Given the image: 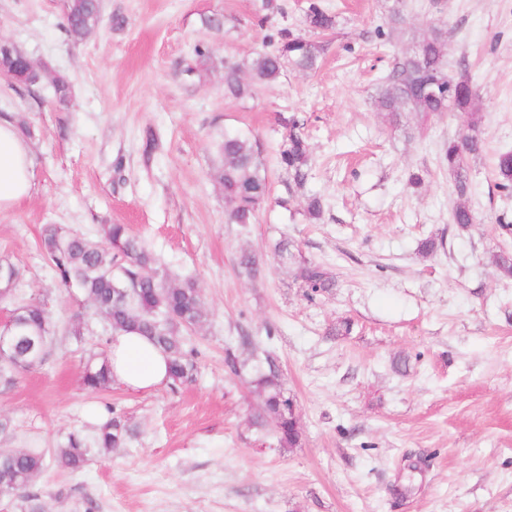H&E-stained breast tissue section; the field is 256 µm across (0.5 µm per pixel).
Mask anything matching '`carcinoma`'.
Here are the masks:
<instances>
[{"instance_id": "carcinoma-1", "label": "carcinoma", "mask_w": 512, "mask_h": 512, "mask_svg": "<svg viewBox=\"0 0 512 512\" xmlns=\"http://www.w3.org/2000/svg\"><path fill=\"white\" fill-rule=\"evenodd\" d=\"M100 4L97 0H67L64 30L73 42L85 40L99 24ZM306 24L320 34L336 26V15L318 3L309 5ZM444 32L434 28L424 35L408 53L395 58L392 67L380 78L375 99L377 110L393 123L403 112H419L429 116L452 110L470 115L458 137L448 140L441 164L454 176V192L458 203L450 212V223L465 227L474 223L473 211L465 204L471 189L467 161L484 151L478 113L474 112L477 91L468 67L452 75L445 60ZM320 47L313 40L280 29L268 36L265 48L256 52L248 64L224 65V95L236 100L253 96L259 86L277 84L290 69L310 71L317 67ZM59 109L67 107L70 97L64 77L53 78ZM286 130L280 150V163L297 187L304 186L310 167L311 152L304 135V122L292 114L280 118ZM218 164L216 181L224 188L225 213L232 224H252L260 208L271 199V186L260 144L250 132L224 130L222 139L213 144ZM497 188L512 190V151L501 152L496 159ZM307 218L317 222L324 214L320 195L305 199ZM42 250L51 263L60 284L77 289L86 306L88 318L101 317L111 333L135 331L148 337L169 358V385L175 387L193 378L196 351L185 336L205 325L210 311L199 289L189 278L178 279L154 257L144 243L132 235L125 224L101 225V240L47 226L42 234ZM281 264L297 267L296 278L303 288L313 293L328 292L335 280L320 265L301 258L287 239L275 247ZM239 273L255 279L259 262L249 252L237 260ZM17 325L10 354L0 359V384L12 385L16 374L42 366L47 361V346L54 326L53 312L43 300L31 298L17 306ZM83 385L100 391L112 384L109 360L91 358L83 367ZM254 386L263 395L262 405L251 426L275 435L281 448H296L300 435L296 420L289 412L286 396L272 369H256ZM107 418L92 433H69L55 450L58 466L71 472L81 470L95 448H120L130 438V428L106 407ZM44 453L39 448L0 454V489L17 493L29 502L28 512H42L40 505L26 495L32 479L44 467Z\"/></svg>"}]
</instances>
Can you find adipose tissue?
<instances>
[{"mask_svg": "<svg viewBox=\"0 0 512 512\" xmlns=\"http://www.w3.org/2000/svg\"><path fill=\"white\" fill-rule=\"evenodd\" d=\"M34 158L28 143L9 119L0 118V210L30 198L36 190ZM112 381L132 391L168 383L166 354L147 337L129 331L112 337Z\"/></svg>", "mask_w": 512, "mask_h": 512, "instance_id": "obj_1", "label": "adipose tissue"}]
</instances>
